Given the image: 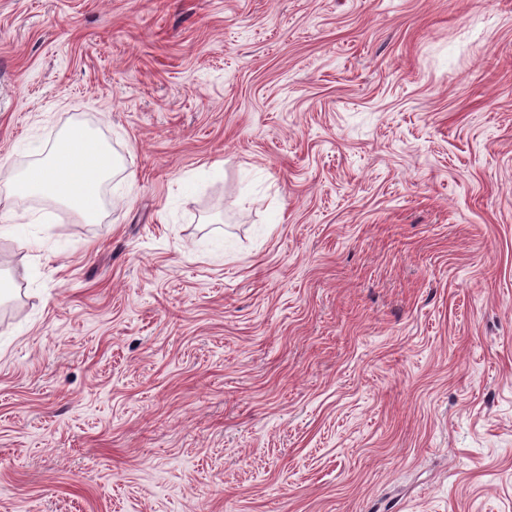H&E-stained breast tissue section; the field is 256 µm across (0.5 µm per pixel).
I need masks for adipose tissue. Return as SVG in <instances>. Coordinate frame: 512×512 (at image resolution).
Wrapping results in <instances>:
<instances>
[{
	"mask_svg": "<svg viewBox=\"0 0 512 512\" xmlns=\"http://www.w3.org/2000/svg\"><path fill=\"white\" fill-rule=\"evenodd\" d=\"M121 165L111 149L86 125L71 124L45 163L13 173L0 204L33 199L64 203L85 224L99 223L102 187Z\"/></svg>",
	"mask_w": 512,
	"mask_h": 512,
	"instance_id": "obj_1",
	"label": "adipose tissue"
}]
</instances>
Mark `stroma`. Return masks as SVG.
I'll return each instance as SVG.
<instances>
[{"label": "stroma", "instance_id": "stroma-1", "mask_svg": "<svg viewBox=\"0 0 512 512\" xmlns=\"http://www.w3.org/2000/svg\"><path fill=\"white\" fill-rule=\"evenodd\" d=\"M76 120L135 178L0 238V512H512V0H0V188Z\"/></svg>", "mask_w": 512, "mask_h": 512}]
</instances>
